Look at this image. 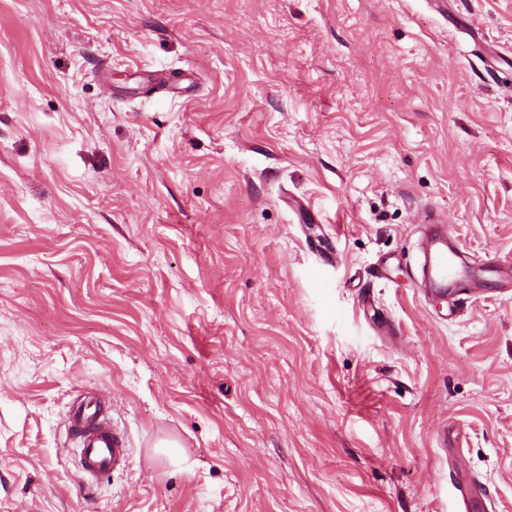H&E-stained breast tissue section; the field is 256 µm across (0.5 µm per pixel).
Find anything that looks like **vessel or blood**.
Here are the masks:
<instances>
[{
	"mask_svg": "<svg viewBox=\"0 0 512 512\" xmlns=\"http://www.w3.org/2000/svg\"><path fill=\"white\" fill-rule=\"evenodd\" d=\"M420 252L425 294L435 299H455L469 276V267L460 262L458 252L449 246L447 224H431L425 228ZM69 424L78 443L82 469L89 478L116 469L128 458V448L105 421L93 395L84 394L75 402ZM458 491L464 507L471 512H488L492 506L478 480L459 485Z\"/></svg>",
	"mask_w": 512,
	"mask_h": 512,
	"instance_id": "vessel-or-blood-1",
	"label": "vessel or blood"
}]
</instances>
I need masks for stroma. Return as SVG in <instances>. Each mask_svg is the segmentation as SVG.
<instances>
[{"label":"stroma","instance_id":"obj_1","mask_svg":"<svg viewBox=\"0 0 512 512\" xmlns=\"http://www.w3.org/2000/svg\"><path fill=\"white\" fill-rule=\"evenodd\" d=\"M439 217L512 262V0H0V512H512V293L424 297ZM72 437L77 441L83 471L88 475L85 486L99 474L116 469L129 456V448L109 427L95 398L90 393L81 396L72 407L69 417ZM456 489L461 495V499L465 508L470 507L474 511H489L492 503L486 494L483 484L477 479L473 478L466 484H461L456 481Z\"/></svg>","mask_w":512,"mask_h":512}]
</instances>
